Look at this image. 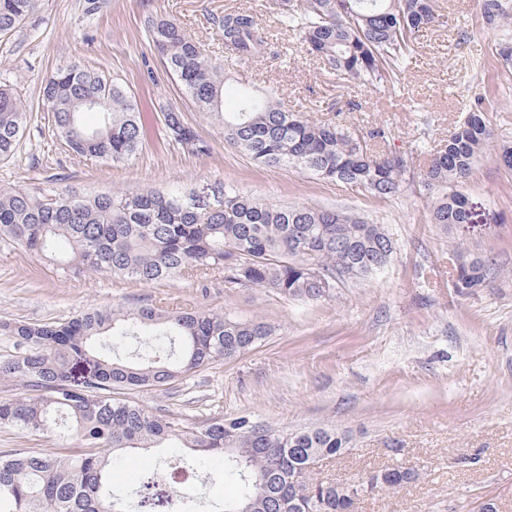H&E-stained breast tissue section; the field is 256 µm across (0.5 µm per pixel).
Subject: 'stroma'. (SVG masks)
I'll list each match as a JSON object with an SVG mask.
<instances>
[{"label": "stroma", "instance_id": "obj_1", "mask_svg": "<svg viewBox=\"0 0 512 512\" xmlns=\"http://www.w3.org/2000/svg\"><path fill=\"white\" fill-rule=\"evenodd\" d=\"M448 25L420 31L416 51L395 86L364 88L326 71L296 35L281 26L271 0H106L87 21L83 0H39L13 34L0 37V76L32 109L15 155L0 161V187L86 194L232 185L257 201L342 209L385 227L395 241L388 265L339 286L334 297L286 299L261 288L229 289L224 275L139 284L92 273H65L17 244L0 240V320L64 322L90 308L143 305L208 308L273 327L246 354L190 372L136 400L159 415L193 423L250 414L281 429L335 426L350 437L340 456L320 462L321 478L355 482L403 464L420 478L366 494L355 512H479L493 502L512 512V169L500 159L512 146V66L499 55L512 44V19L483 17V0H439ZM253 13L270 53L227 56L214 23L225 10ZM177 19L212 56L223 59L225 93L242 82L276 91L290 111L369 129L389 128L390 150L424 164L466 113L481 105L491 139L477 157L464 193L474 231L432 223L417 187L377 198L296 168L255 164L229 145L165 71L146 21ZM102 71L136 98L148 133L129 161L110 164L65 153L43 119L44 79L68 64ZM171 105L210 145L192 155L168 141L161 109ZM492 264L487 285L471 294L452 288L459 256ZM182 448H154L120 458L114 483L134 490L151 471L148 512H206L238 492L220 458L187 461ZM188 464L204 479L202 498L166 500L174 468Z\"/></svg>", "mask_w": 512, "mask_h": 512}]
</instances>
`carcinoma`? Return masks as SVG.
Instances as JSON below:
<instances>
[{"mask_svg": "<svg viewBox=\"0 0 512 512\" xmlns=\"http://www.w3.org/2000/svg\"><path fill=\"white\" fill-rule=\"evenodd\" d=\"M38 0H0V36L14 32L36 11ZM279 22L298 32L324 69L359 86L385 87L414 51V36L435 24V0H274ZM485 19L508 18L502 0H485ZM225 49L253 58L268 49L258 18L227 11L215 20ZM150 42L166 71L197 111L220 127L224 140L251 160L293 167L364 189L378 198L401 193L413 158L372 146L386 131L367 133L289 111L272 94L242 92L224 111V63L206 53L177 20H147ZM47 123L72 154L118 163L137 154L144 126L125 87L100 71L71 64L42 84ZM171 139L192 155L208 143L178 110L163 112ZM31 120L13 85L0 81V161L12 157ZM490 139L486 113L474 106L420 176L419 190L434 224L470 223L461 191L477 155ZM199 201L172 188L86 195L0 188V240L40 255L63 272H91L143 284L224 273L226 288H262L291 299H326L341 284L369 277L389 262L392 237L368 219L336 209L267 205L232 186L203 187ZM491 269L480 256L463 259L452 287L470 293ZM138 340L143 351L114 355L102 340ZM272 327L209 310L92 308L65 322L1 320L0 335L14 354L0 357V382L25 393L0 400V428L27 437L56 432L68 446L54 451L0 452V512H130L128 490L112 482L113 461L135 450L158 448L172 438L204 457L224 458V475L238 495L212 512H352V496L305 470L311 457L332 458L348 447L333 426L279 430L248 415L204 424L156 415L115 397L121 390L164 387L203 366L251 350ZM81 360L89 373L77 381ZM419 479L411 467L379 471L377 490Z\"/></svg>", "mask_w": 512, "mask_h": 512, "instance_id": "obj_1", "label": "carcinoma"}]
</instances>
